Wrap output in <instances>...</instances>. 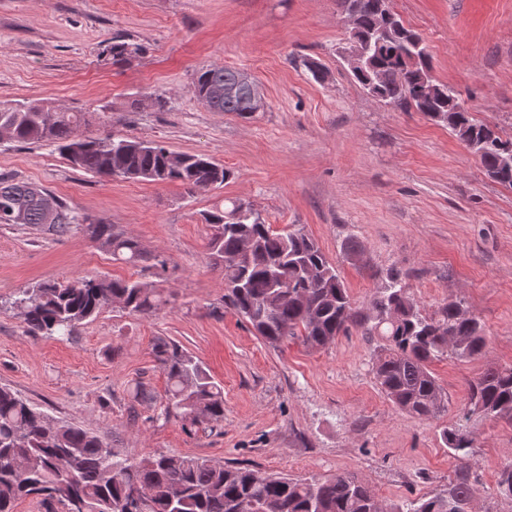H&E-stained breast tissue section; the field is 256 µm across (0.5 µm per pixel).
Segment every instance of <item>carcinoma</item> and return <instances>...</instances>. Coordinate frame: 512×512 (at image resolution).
I'll use <instances>...</instances> for the list:
<instances>
[{"mask_svg": "<svg viewBox=\"0 0 512 512\" xmlns=\"http://www.w3.org/2000/svg\"><path fill=\"white\" fill-rule=\"evenodd\" d=\"M379 0H338L353 15L351 29L370 39L372 67L385 81L374 96L387 106L413 108L445 126L461 142L482 144L478 155L493 182L512 189V140L477 119L450 85L423 79L432 71L429 50L419 33L397 19L383 34ZM141 46L121 35L103 49L112 63L128 62ZM238 70L210 65L198 69L192 88L213 112L252 115L251 91L224 94ZM82 112L41 104H0V139L44 143L72 165L99 177L154 183L179 182L190 191L220 187L231 176L204 153H178L136 138L85 137ZM210 228L207 251L224 272V304L248 322L266 343L299 339L322 348L353 329L379 342L373 371L377 385L400 410L433 419L447 406L446 394L429 370L444 357L469 359L486 346L484 326L464 316L460 300L424 313L411 298L401 273L382 274L378 293L365 307L351 300L336 267L304 228L274 230L253 204L239 199L216 204L204 216ZM0 224H30L61 236L79 229L112 260L137 266L149 259L140 241L115 225L82 218L46 189L0 176ZM165 304L157 288L141 280L79 277L45 280L20 291L11 308L20 309L30 336L68 338L84 322L118 307L149 316ZM153 354L166 376L162 415L179 418L195 433L224 422V390L197 358L166 338ZM463 418L467 425L445 428L443 443L461 463L473 454L468 422L512 423V366L487 369L468 385ZM479 494L467 473L448 487L393 512H470ZM495 494L512 499V464L498 477ZM36 498L55 512H385L370 489L350 474L291 478L248 466H232L195 456L125 454L89 431L52 422L36 405L0 387V512Z\"/></svg>", "mask_w": 512, "mask_h": 512, "instance_id": "obj_1", "label": "carcinoma"}]
</instances>
